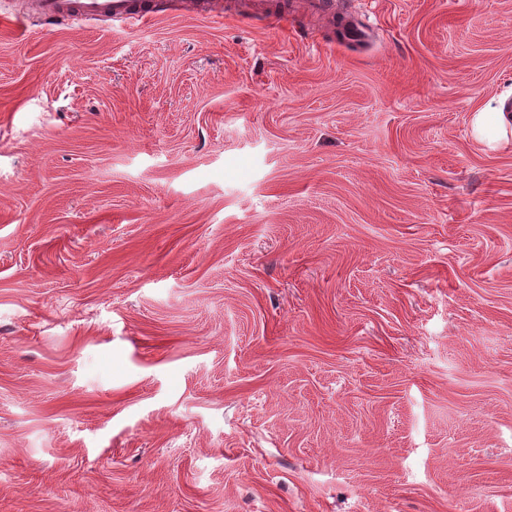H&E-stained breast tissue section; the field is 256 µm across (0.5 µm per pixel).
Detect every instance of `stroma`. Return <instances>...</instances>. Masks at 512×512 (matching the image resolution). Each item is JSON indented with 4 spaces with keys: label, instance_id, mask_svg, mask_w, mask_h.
<instances>
[{
    "label": "stroma",
    "instance_id": "obj_1",
    "mask_svg": "<svg viewBox=\"0 0 512 512\" xmlns=\"http://www.w3.org/2000/svg\"><path fill=\"white\" fill-rule=\"evenodd\" d=\"M0 0V512H512V0L22 28ZM479 112L475 117L474 133L483 141L497 142L505 137L507 127L512 124V114L508 112Z\"/></svg>",
    "mask_w": 512,
    "mask_h": 512
}]
</instances>
